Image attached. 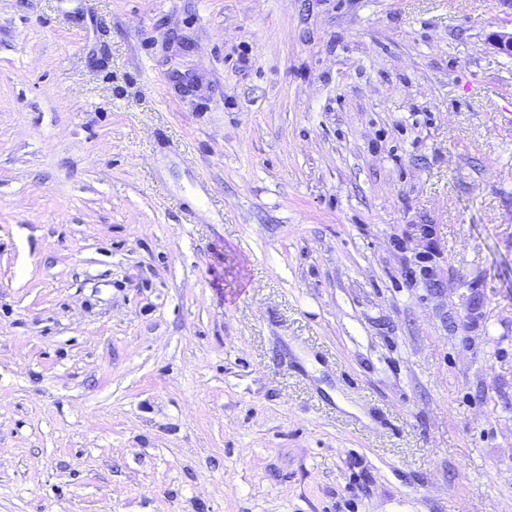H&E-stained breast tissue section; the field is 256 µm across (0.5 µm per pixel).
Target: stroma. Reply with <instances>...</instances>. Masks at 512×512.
Returning a JSON list of instances; mask_svg holds the SVG:
<instances>
[{
	"mask_svg": "<svg viewBox=\"0 0 512 512\" xmlns=\"http://www.w3.org/2000/svg\"><path fill=\"white\" fill-rule=\"evenodd\" d=\"M511 28L0 0V512H512Z\"/></svg>",
	"mask_w": 512,
	"mask_h": 512,
	"instance_id": "obj_1",
	"label": "stroma"
}]
</instances>
